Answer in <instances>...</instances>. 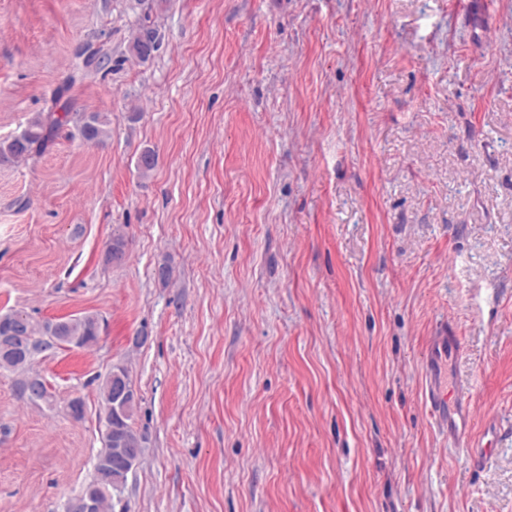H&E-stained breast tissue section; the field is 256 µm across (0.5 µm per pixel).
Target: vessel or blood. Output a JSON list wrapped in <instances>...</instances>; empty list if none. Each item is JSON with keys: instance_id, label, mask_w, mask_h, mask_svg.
<instances>
[{"instance_id": "b4317fda", "label": "vessel or blood", "mask_w": 512, "mask_h": 512, "mask_svg": "<svg viewBox=\"0 0 512 512\" xmlns=\"http://www.w3.org/2000/svg\"><path fill=\"white\" fill-rule=\"evenodd\" d=\"M453 329H441L430 340L425 354V403L439 431L449 441L465 448L473 465L484 461L486 451L476 442L471 429V398L468 394L448 386L446 363L458 347Z\"/></svg>"}]
</instances>
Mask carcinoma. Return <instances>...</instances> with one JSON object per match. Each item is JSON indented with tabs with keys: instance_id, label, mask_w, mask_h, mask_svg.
<instances>
[{
	"instance_id": "carcinoma-1",
	"label": "carcinoma",
	"mask_w": 512,
	"mask_h": 512,
	"mask_svg": "<svg viewBox=\"0 0 512 512\" xmlns=\"http://www.w3.org/2000/svg\"><path fill=\"white\" fill-rule=\"evenodd\" d=\"M161 37L158 29L146 16L139 24L135 35L129 45L130 54L141 60L149 59L159 49ZM69 103L58 100L55 109L46 114H38L30 120L27 127L10 140L0 141V164L13 165L26 160L33 152L46 148L57 132L69 122ZM107 122L99 113H92L83 120L78 128L79 134L87 142L102 143L107 136ZM24 321L28 327V335L39 338L41 336H70L72 342H65L46 350L40 346L34 347V354L46 351L52 353L71 347L89 348L97 344L100 336L98 319L93 314L75 318L47 319L36 322L24 311L16 310L0 315V337L6 336L18 321ZM33 358L24 354L5 357L0 355V369L14 372L18 375L16 387H21L25 381L36 375L32 369ZM117 375L129 378L127 368L115 366L111 376L107 377L100 389L103 406L112 402V376ZM136 400L131 399L126 405L122 416H117L111 422H103L104 430L101 432L102 448L96 456L93 465L91 480L82 489V493L93 492L97 494V512H109L114 508L112 504L113 493L118 487L124 485L127 473L116 467H101L102 459L112 456V449L116 447L115 439L122 440L121 447L135 452L136 458H141L144 437L132 425V417Z\"/></svg>"
}]
</instances>
